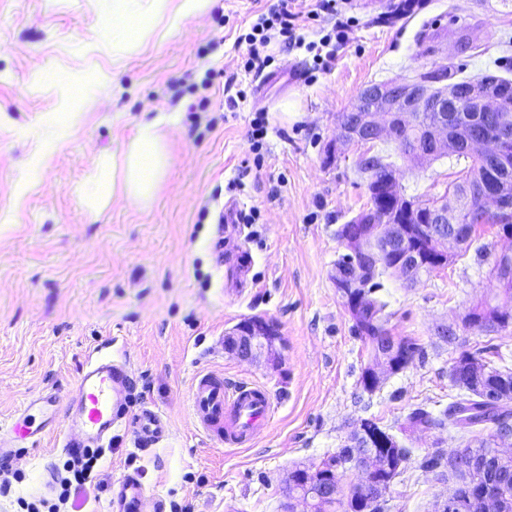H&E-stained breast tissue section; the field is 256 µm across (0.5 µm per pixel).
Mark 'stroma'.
<instances>
[{
  "mask_svg": "<svg viewBox=\"0 0 512 512\" xmlns=\"http://www.w3.org/2000/svg\"><path fill=\"white\" fill-rule=\"evenodd\" d=\"M113 2L0 0V438L10 415L45 392L64 419L89 352L107 343L128 362L130 414L157 411L169 439L139 445L132 428L114 429L92 481L61 499L52 488L67 456L46 431L35 449L0 459V481L11 483L0 512H21V497L47 498L48 512H109L113 486L132 473L163 498L164 512H281L289 472L336 452L367 418L413 450L385 512H433L454 482L423 468L424 457L474 437L415 434L406 417L454 400L450 369L463 352L488 349V361L512 369V326L488 333L464 322L477 298L495 293L493 256L512 241L485 225L484 252L469 250L416 287L382 276L391 332L420 353L365 391L370 350L333 280L345 252L336 231L369 204L358 162L385 152L404 194L423 200L442 196L467 162L445 156L417 167L380 142L352 144L335 159L328 148L367 85L443 65L460 78L512 80V4L422 0L384 22L379 0H348L350 40L328 70L275 42L256 73L245 70L238 39L276 0H208L160 43L129 53L113 44ZM427 34L438 38L429 56L419 47ZM226 89L246 92L231 111L219 106ZM291 100L298 116L284 110ZM155 112L177 118L162 129L170 166L151 202L117 200L92 213L86 194L99 164ZM260 116L266 134L255 152ZM230 201L256 215L242 236L253 282L239 298L222 294L213 249ZM251 318L277 325L278 363L221 348L225 332ZM444 323L452 338L436 335ZM201 370L271 390V426L252 447H222L194 427L188 403Z\"/></svg>",
  "mask_w": 512,
  "mask_h": 512,
  "instance_id": "obj_1",
  "label": "stroma"
}]
</instances>
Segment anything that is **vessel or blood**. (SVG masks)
<instances>
[{"instance_id": "b4317fda", "label": "vessel or blood", "mask_w": 512, "mask_h": 512, "mask_svg": "<svg viewBox=\"0 0 512 512\" xmlns=\"http://www.w3.org/2000/svg\"><path fill=\"white\" fill-rule=\"evenodd\" d=\"M238 207L224 206V236L235 239L233 248H217L216 261L224 266V292L242 295L248 284L251 260L241 244L242 227ZM79 406L75 415L61 420L64 453L74 455L89 447L102 448L112 441L115 427L128 419L129 383L123 364L115 362L105 348L92 350L78 380ZM273 402L269 390L251 382L227 385L215 371L198 372L192 381L190 414L195 426L219 444L247 448L268 430ZM56 418V398L47 393L28 400L11 417L10 445L0 444V457L9 458L16 445L35 443L44 433L43 424ZM133 432L137 440L160 443L168 437V426L156 411L143 409ZM161 496L148 494L139 476H124L112 498L113 512H163Z\"/></svg>"}]
</instances>
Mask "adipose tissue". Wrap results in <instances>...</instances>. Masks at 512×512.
<instances>
[{"mask_svg": "<svg viewBox=\"0 0 512 512\" xmlns=\"http://www.w3.org/2000/svg\"><path fill=\"white\" fill-rule=\"evenodd\" d=\"M146 12L128 9L115 11L112 30L118 41L126 42L148 31V18L169 21L196 15L206 0H147ZM170 115L160 113L138 125L136 134L119 157L112 160L111 177H102L91 185L86 201L90 210L100 212L115 199L145 206L164 177L168 156L162 142L161 128L170 123Z\"/></svg>", "mask_w": 512, "mask_h": 512, "instance_id": "obj_1", "label": "adipose tissue"}]
</instances>
